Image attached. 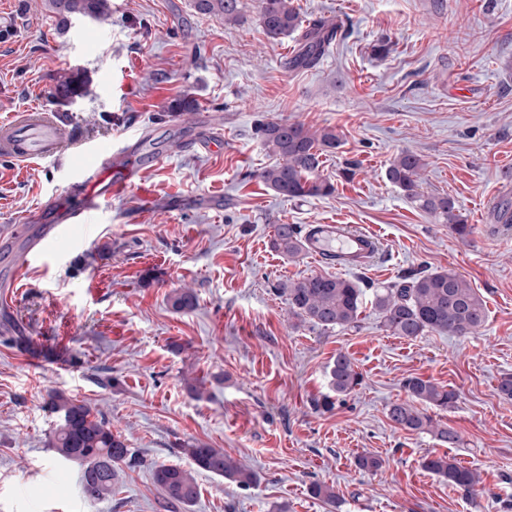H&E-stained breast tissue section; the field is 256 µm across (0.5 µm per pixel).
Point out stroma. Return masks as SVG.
<instances>
[{"label":"stroma","mask_w":512,"mask_h":512,"mask_svg":"<svg viewBox=\"0 0 512 512\" xmlns=\"http://www.w3.org/2000/svg\"><path fill=\"white\" fill-rule=\"evenodd\" d=\"M247 3L229 25L196 14L192 0H111L107 19L63 30L42 0H0V121L36 107L91 142L146 127L158 143L137 157L152 207L128 192L42 261L17 257L28 274L0 304V512H168L151 467L191 468L181 447L192 442L224 449L259 481L242 490L196 472L190 512H512V400L495 391L512 373V233L496 226L498 206L512 202V0H294L304 19L345 23L309 69L289 68L295 36L269 38ZM384 38L391 50L380 57L372 47ZM70 70L90 78L89 93L57 103L55 79ZM186 91L198 111L172 114ZM206 113L221 145L182 146ZM260 119L341 134L321 168L333 195L291 200L258 179L273 161L254 134ZM406 149L424 163L422 191L453 198L468 237L387 181ZM70 163L0 159V227L66 195ZM278 224L371 230L379 252L350 272L366 292L452 270L483 295L487 322L468 338L407 339L367 304L354 330L292 328L277 284L334 269L276 251ZM181 288L197 293L195 310L171 309ZM16 333L36 353L17 348ZM340 352L363 381L333 410H315ZM107 376L118 386L102 385ZM413 376L458 391L455 408L432 412L457 432L454 447L389 421ZM189 378L203 380V399L188 395ZM53 389L101 411L141 458L111 498L85 501L79 467L47 448L55 418L42 405ZM442 453L480 473L475 495L422 469ZM362 454L382 468L359 470ZM314 482L333 486L340 505L313 498Z\"/></svg>","instance_id":"35a3bbf8"}]
</instances>
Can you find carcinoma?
<instances>
[{
  "label": "carcinoma",
  "instance_id": "carcinoma-1",
  "mask_svg": "<svg viewBox=\"0 0 512 512\" xmlns=\"http://www.w3.org/2000/svg\"><path fill=\"white\" fill-rule=\"evenodd\" d=\"M45 8L61 24L73 16L102 20L111 11L110 0H44ZM196 11L221 19L226 24L240 22L243 0H194ZM259 21L273 39L300 33L298 50L289 60L293 69L314 66L336 39L339 26L323 20L308 24L293 0H258ZM89 80L79 72L65 73L55 80L53 95L62 103L83 97ZM198 103L186 93L170 103L172 112H195ZM255 133L274 163L262 168L257 177L275 194L288 199L331 195L334 184L319 175L322 157L336 153L342 146L339 132L332 127L311 128L302 123L260 121ZM423 163L418 155L400 152L386 169L390 183L399 188L417 207L448 225L456 234L466 237L470 228L449 196L425 194L420 191L419 176ZM273 247L295 257L306 249V241L295 226H277ZM288 303V316L294 326L306 324L322 330L358 327L363 308L364 289L354 280L333 275H314L286 280L275 288ZM171 308L189 312L196 307L197 295L191 288H182L169 297ZM372 306L382 325L394 336L417 338L429 333L466 337L477 333L486 319L483 296L466 277L454 271H428L405 276L392 285L373 291ZM328 379L336 397L351 394L361 385L362 375L351 358L336 354L329 366ZM408 399L392 403L388 418L400 429L430 432L442 444L455 445L458 434L446 425L434 422L425 407L448 410L455 406L458 395L422 377H410L403 383ZM45 409L56 417V426L47 446L62 460L82 468L83 497L96 502L112 496L121 466L134 468L141 460L128 448L122 434L112 431L104 415L85 402L52 391ZM183 453L200 470L221 476L241 489L258 483V474L244 466L222 448H209L198 443L184 445ZM422 466L448 482L466 497L476 492L480 474L445 455L426 457ZM153 482L161 490L164 501L172 508H188L195 504L199 487L193 472L177 465L154 467Z\"/></svg>",
  "mask_w": 512,
  "mask_h": 512
}]
</instances>
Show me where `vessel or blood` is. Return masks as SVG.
Listing matches in <instances>:
<instances>
[{"mask_svg":"<svg viewBox=\"0 0 512 512\" xmlns=\"http://www.w3.org/2000/svg\"><path fill=\"white\" fill-rule=\"evenodd\" d=\"M71 150L73 163L72 194L65 204L48 203L39 209L19 215L14 224L0 231V252L9 253L16 239L27 235L31 227L40 232L29 252L32 260H40L48 249L65 236L70 225L82 223L87 213L102 209L129 186L139 194L151 196L145 184H132L131 171L112 168L108 151L102 146H84L72 130L64 127L56 115L34 109L0 123V155L19 162L42 161L62 150ZM308 250L315 258L330 260L337 267L358 269L375 257V236L365 230H351L342 224H319L309 236Z\"/></svg>","mask_w":512,"mask_h":512,"instance_id":"vessel-or-blood-1","label":"vessel or blood"}]
</instances>
